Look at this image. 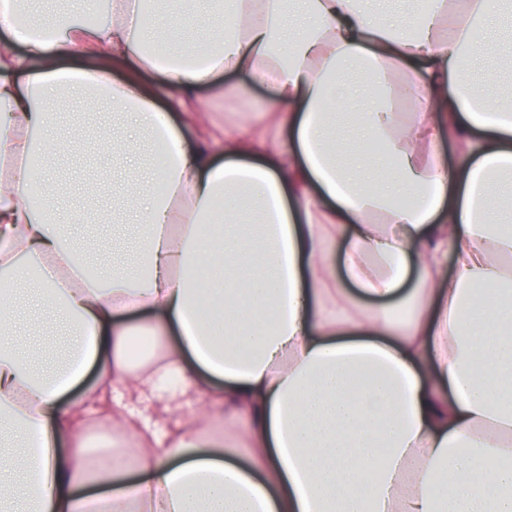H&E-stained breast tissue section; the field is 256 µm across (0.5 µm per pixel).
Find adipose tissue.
Wrapping results in <instances>:
<instances>
[{
	"instance_id": "1",
	"label": "adipose tissue",
	"mask_w": 512,
	"mask_h": 512,
	"mask_svg": "<svg viewBox=\"0 0 512 512\" xmlns=\"http://www.w3.org/2000/svg\"><path fill=\"white\" fill-rule=\"evenodd\" d=\"M191 2L112 0L111 22L86 26L0 0V32L25 46L0 52V427L22 448L0 461V512H512V109L480 92L499 50L482 34L512 31V0L385 21L363 0ZM352 70L387 86L358 115L368 172L336 154ZM223 74L271 79L272 104L218 124L205 91ZM83 89L160 159L162 191L129 196L137 265L105 279L58 232L50 143L33 137ZM20 288L75 329L51 373L14 330ZM132 310L162 348L139 364ZM91 369L96 388L65 405ZM92 414L137 438L95 471Z\"/></svg>"
}]
</instances>
